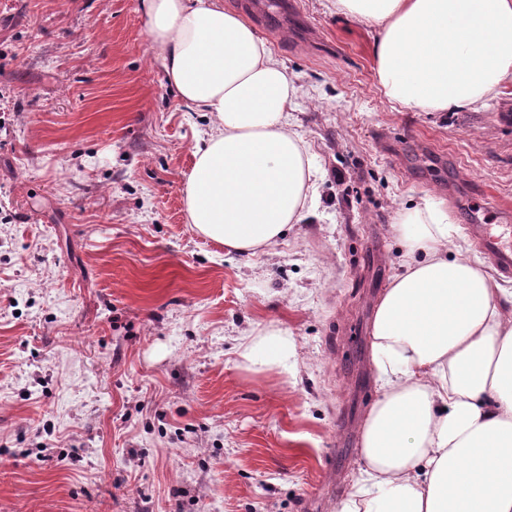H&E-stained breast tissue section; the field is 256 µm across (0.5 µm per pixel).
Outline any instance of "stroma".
<instances>
[{
    "label": "stroma",
    "mask_w": 512,
    "mask_h": 512,
    "mask_svg": "<svg viewBox=\"0 0 512 512\" xmlns=\"http://www.w3.org/2000/svg\"><path fill=\"white\" fill-rule=\"evenodd\" d=\"M247 18L318 170L313 215L248 254L187 222L215 120L171 89L140 0H0V512H336L399 212L432 199L476 259L466 204L512 207V82L399 111L375 30L332 0ZM278 329L291 373L241 358Z\"/></svg>",
    "instance_id": "stroma-1"
}]
</instances>
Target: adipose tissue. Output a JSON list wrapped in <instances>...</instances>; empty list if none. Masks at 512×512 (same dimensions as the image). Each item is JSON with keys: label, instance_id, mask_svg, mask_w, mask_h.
I'll return each instance as SVG.
<instances>
[{"label": "adipose tissue", "instance_id": "obj_1", "mask_svg": "<svg viewBox=\"0 0 512 512\" xmlns=\"http://www.w3.org/2000/svg\"><path fill=\"white\" fill-rule=\"evenodd\" d=\"M375 28L393 108L485 107L512 81V0H333ZM148 37L187 107L216 130L194 152L184 195L196 232L249 253L311 214L315 170L288 123L287 68L223 0H141ZM406 269L371 328L379 396L362 426V466L336 512H512V289L448 253L430 200L399 213Z\"/></svg>", "mask_w": 512, "mask_h": 512}]
</instances>
